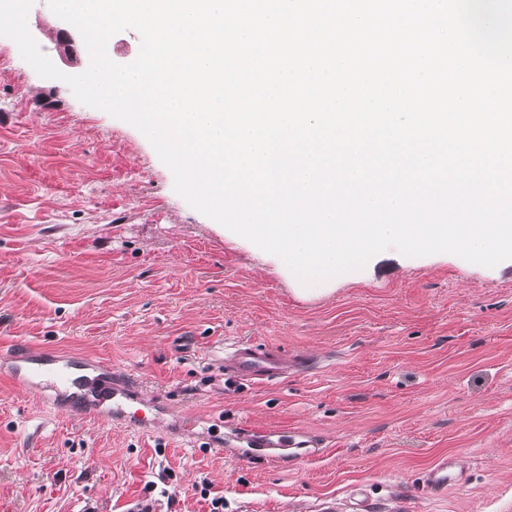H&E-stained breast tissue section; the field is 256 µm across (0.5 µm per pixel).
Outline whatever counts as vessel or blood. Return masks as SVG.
<instances>
[{
	"label": "vessel or blood",
	"instance_id": "obj_1",
	"mask_svg": "<svg viewBox=\"0 0 512 512\" xmlns=\"http://www.w3.org/2000/svg\"><path fill=\"white\" fill-rule=\"evenodd\" d=\"M283 363L272 351L250 343L236 344L224 359V371L236 379L264 381L280 374ZM0 370L18 388L37 390L40 396L60 411L79 408L107 423L153 429L159 409L145 401L141 392L110 366L86 359L69 360L50 350L30 348L11 352L0 361ZM226 448H244L249 454L277 460L285 447L278 432L246 428L224 436ZM462 480V469L456 456L438 457L425 471L424 484L440 494Z\"/></svg>",
	"mask_w": 512,
	"mask_h": 512
}]
</instances>
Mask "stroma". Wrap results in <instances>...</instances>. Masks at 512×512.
<instances>
[{"label": "stroma", "mask_w": 512, "mask_h": 512, "mask_svg": "<svg viewBox=\"0 0 512 512\" xmlns=\"http://www.w3.org/2000/svg\"><path fill=\"white\" fill-rule=\"evenodd\" d=\"M63 73L80 33L33 0ZM132 125L40 77L0 37V351L88 356L165 405L152 431L59 414L0 379V512H512V260L390 248L302 286L191 208ZM276 351L268 383L225 379L224 347ZM311 434V460L211 448L232 428ZM466 481L423 485L440 455Z\"/></svg>", "instance_id": "35a3bbf8"}]
</instances>
